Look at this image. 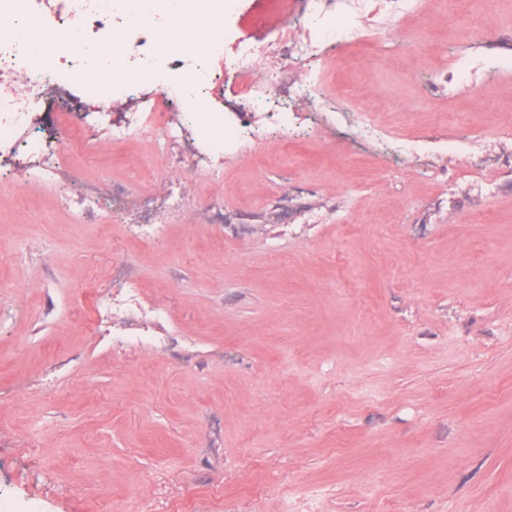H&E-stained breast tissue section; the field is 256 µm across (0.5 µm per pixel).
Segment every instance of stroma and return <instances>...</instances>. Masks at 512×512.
Here are the masks:
<instances>
[{"label":"stroma","mask_w":512,"mask_h":512,"mask_svg":"<svg viewBox=\"0 0 512 512\" xmlns=\"http://www.w3.org/2000/svg\"><path fill=\"white\" fill-rule=\"evenodd\" d=\"M426 14L427 52L332 49V81L387 128L512 131V74L421 101L449 52L472 53V24L512 41V0ZM311 109L289 143L189 174L188 213L148 246L110 210L77 224L38 183L0 185V488L16 512H512V177L474 194L458 157L398 162L354 127L309 128ZM165 169L142 142L58 179L147 196ZM301 182L317 195H292ZM219 196L233 229L207 221ZM91 268L101 293L166 310L154 351L92 354Z\"/></svg>","instance_id":"1"}]
</instances>
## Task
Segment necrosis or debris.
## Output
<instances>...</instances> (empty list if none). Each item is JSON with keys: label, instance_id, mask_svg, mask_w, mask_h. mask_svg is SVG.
Here are the masks:
<instances>
[{"label": "necrosis or debris", "instance_id": "4bbe7bcc", "mask_svg": "<svg viewBox=\"0 0 512 512\" xmlns=\"http://www.w3.org/2000/svg\"><path fill=\"white\" fill-rule=\"evenodd\" d=\"M125 0H0V167L22 170L26 180L39 182L55 192L60 206L76 221L93 220L101 204L92 192L73 195L57 188L56 176L67 164L60 137L45 135L35 141L22 139L41 112L60 103L57 120L72 124L81 147L94 158L112 146L150 141L159 154H189L193 173L205 171L225 154L252 149L256 116H263L274 130L286 132L284 107L304 98L322 106L324 77L308 70L301 83L291 82L284 69L266 67L257 72L263 47L241 20L246 0H151L152 10L142 22L126 21ZM265 20L285 30L280 51L298 64L322 58L328 48L362 44L373 15L391 20L381 46L403 52L419 39L404 28L405 18L418 15L419 0H265ZM180 6L187 17L210 20L211 57L232 73L228 96L234 102L233 119L222 124L198 112L197 91L218 83L221 72L192 58L189 53L165 57L155 54L161 38L158 25L171 6ZM344 24H336V17ZM35 34L61 30L83 45L80 54H63L42 63L29 53L23 29ZM118 43L114 62L123 68H149L158 83H116L92 55L95 47ZM359 139L389 141L394 153L413 159L430 151H449L479 158L483 135L403 136L384 128L370 112L353 115ZM182 166L166 171L167 192L130 206L126 190L112 193V218L119 224H150L152 213L173 212L188 205Z\"/></svg>", "mask_w": 512, "mask_h": 512}]
</instances>
